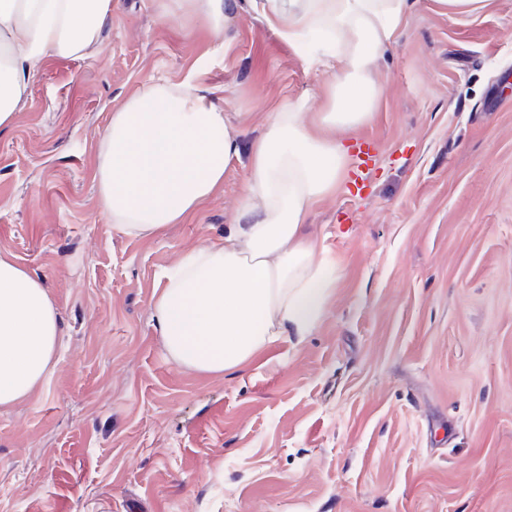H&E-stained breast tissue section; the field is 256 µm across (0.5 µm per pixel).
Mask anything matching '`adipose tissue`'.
<instances>
[{"label": "adipose tissue", "instance_id": "ef3b65f1", "mask_svg": "<svg viewBox=\"0 0 512 512\" xmlns=\"http://www.w3.org/2000/svg\"><path fill=\"white\" fill-rule=\"evenodd\" d=\"M161 18L225 30L224 0H154ZM408 0H260L265 22L333 70L321 107H274L241 149L222 108L190 73L159 79L113 112L96 180L104 211L129 237L183 221L224 183L240 157L248 176L239 223L223 239L183 253L163 273L152 318L170 360L203 374L249 363L267 347L310 335L336 286L306 231L316 207L348 170L345 140L371 124L383 97L378 63L401 37ZM112 0H0V126L27 98L45 57L84 58L100 44ZM59 322L53 302L24 267L0 256V406L26 398L53 364Z\"/></svg>", "mask_w": 512, "mask_h": 512}]
</instances>
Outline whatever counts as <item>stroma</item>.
Masks as SVG:
<instances>
[{
    "mask_svg": "<svg viewBox=\"0 0 512 512\" xmlns=\"http://www.w3.org/2000/svg\"><path fill=\"white\" fill-rule=\"evenodd\" d=\"M225 34L112 0L84 59L50 56L0 127V254L57 311L55 362L0 408V512H512V0L451 17L409 0L381 61L374 164L308 231L336 264L318 328L202 374L151 316L164 270L223 238L247 160L183 222L131 238L95 180L112 111L200 75L241 143L330 76L252 0Z\"/></svg>",
    "mask_w": 512,
    "mask_h": 512,
    "instance_id": "obj_1",
    "label": "stroma"
}]
</instances>
